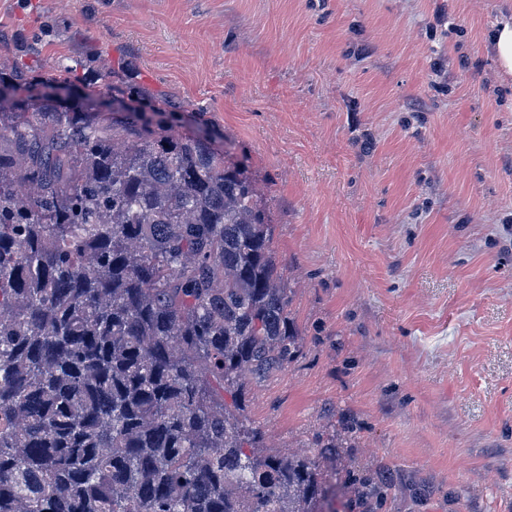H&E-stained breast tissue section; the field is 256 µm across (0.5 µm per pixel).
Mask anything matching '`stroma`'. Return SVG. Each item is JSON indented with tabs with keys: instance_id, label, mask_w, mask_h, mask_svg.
Returning a JSON list of instances; mask_svg holds the SVG:
<instances>
[{
	"instance_id": "1",
	"label": "stroma",
	"mask_w": 512,
	"mask_h": 512,
	"mask_svg": "<svg viewBox=\"0 0 512 512\" xmlns=\"http://www.w3.org/2000/svg\"><path fill=\"white\" fill-rule=\"evenodd\" d=\"M512 0H0L49 96L229 151L263 188L299 351L251 382L280 452L388 485L335 512H512ZM443 59L444 72L433 68ZM46 82H39V75ZM492 52L495 55L499 71L512 73V19L503 20L497 25L491 38Z\"/></svg>"
}]
</instances>
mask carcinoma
Here are the masks:
<instances>
[{
  "mask_svg": "<svg viewBox=\"0 0 512 512\" xmlns=\"http://www.w3.org/2000/svg\"><path fill=\"white\" fill-rule=\"evenodd\" d=\"M131 97L0 108V512H323L246 414L299 336L256 181Z\"/></svg>",
  "mask_w": 512,
  "mask_h": 512,
  "instance_id": "1",
  "label": "carcinoma"
}]
</instances>
